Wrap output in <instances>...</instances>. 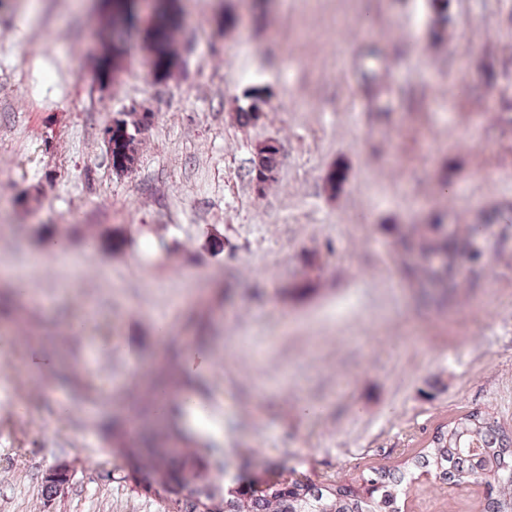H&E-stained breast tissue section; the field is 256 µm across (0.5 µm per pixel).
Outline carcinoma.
Wrapping results in <instances>:
<instances>
[{
  "instance_id": "cac0c4a2",
  "label": "carcinoma",
  "mask_w": 512,
  "mask_h": 512,
  "mask_svg": "<svg viewBox=\"0 0 512 512\" xmlns=\"http://www.w3.org/2000/svg\"><path fill=\"white\" fill-rule=\"evenodd\" d=\"M138 7V0L109 3L107 18L112 39L105 41L94 69L119 66L131 42L138 38L152 58L155 79L166 80L179 67L175 36L182 28V14L175 0H161L153 24L140 28L132 20ZM244 98L247 104L241 117L247 122L260 121L268 104L266 90L252 87L244 91ZM113 121L116 129L112 133L110 160L116 172L139 160L140 139L134 130L140 119L135 113H125ZM279 153L278 149L259 145L250 159V179L266 171L272 174L269 181H275ZM345 181L346 169L342 165L325 176L326 187L333 193ZM93 243L119 252L130 239L125 228L116 226ZM463 244L470 241L446 236L418 247L407 241L403 248L416 260L412 271L422 267L428 279L450 295L458 286L456 259ZM112 454L125 461L137 491L155 493V498L171 505L172 512H203L210 503L219 512H401L399 499L406 494L410 477L417 473L458 486L483 483L487 488L485 512H512V435L478 410L436 432L428 447L407 459L403 466L371 469L352 484H316L271 469L228 478L220 466L218 479L222 484L217 485L208 478L213 467L208 456L198 450L182 449L161 454L141 430L134 434L123 432L122 441L112 448Z\"/></svg>"
}]
</instances>
